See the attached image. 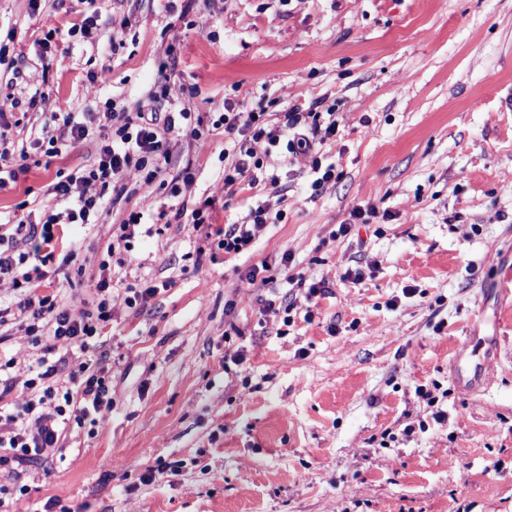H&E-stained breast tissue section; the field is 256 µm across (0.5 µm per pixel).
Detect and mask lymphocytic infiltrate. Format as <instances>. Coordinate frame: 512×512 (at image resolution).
<instances>
[{
	"mask_svg": "<svg viewBox=\"0 0 512 512\" xmlns=\"http://www.w3.org/2000/svg\"><path fill=\"white\" fill-rule=\"evenodd\" d=\"M195 94L192 88H174L163 74L148 90L147 99L152 104L166 102L165 112H129L122 103L107 101L103 117L112 132L101 142L96 162L50 185V193L61 201L63 209L48 215L40 229L30 230V239L49 247L56 226L96 223L104 204V190L122 194L123 176L129 167L143 170L146 182H154L168 160L169 138L175 130L185 126L190 136L200 134L184 105ZM218 122L225 134L240 139L238 151L224 169V188L228 191L243 184L256 185V172L262 169L263 159L273 147L281 145L287 153L305 154L315 148L314 134L327 139L336 134L335 123H322L320 113L294 109L284 113L275 127L262 112H227ZM94 184L99 187L95 193L90 190ZM268 220L267 209L256 207L247 223L225 227L218 247L234 254L248 250ZM29 259V253L20 251L15 234L0 232V280L11 279L16 288L42 281L43 271L28 270ZM113 300L111 280L102 276L95 285V303L90 308L61 305L35 292L20 301L18 309L26 319L25 331L35 344L43 345L46 356L38 361L39 371L22 383L26 389L39 390V397L25 399L9 409L0 407V473L18 476L20 468L58 446L70 423H82L92 414L103 417L111 411V382L89 355L101 323L112 315ZM75 350L85 356L77 371L61 375L46 361L47 355Z\"/></svg>",
	"mask_w": 512,
	"mask_h": 512,
	"instance_id": "obj_1",
	"label": "lymphocytic infiltrate"
}]
</instances>
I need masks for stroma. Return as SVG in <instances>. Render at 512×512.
I'll return each mask as SVG.
<instances>
[{"instance_id":"stroma-1","label":"stroma","mask_w":512,"mask_h":512,"mask_svg":"<svg viewBox=\"0 0 512 512\" xmlns=\"http://www.w3.org/2000/svg\"><path fill=\"white\" fill-rule=\"evenodd\" d=\"M88 17L95 46L69 33ZM0 45V101L18 102L8 137L28 166L0 188L2 223L42 224L59 207L57 173L94 162V134L46 158L42 142L67 137L59 113L94 130L109 99L136 111L163 64L172 85L198 88L190 108L204 115L199 138L171 136L164 182L128 169L124 195L52 249L39 291L58 301H92L103 273L159 291L114 303L94 350L112 411L28 466L17 512L51 499L68 512H512V112L498 107L512 87V0H0ZM228 103L273 125L312 106L333 113L336 134L307 154L273 152L258 185L230 195L214 125ZM331 164L338 179L316 188ZM187 172L192 185L171 196ZM210 196L219 227L258 205L283 218L227 254L175 217ZM133 213L130 262L100 271ZM263 262L273 283L249 285ZM297 277L327 280L316 308ZM24 295L0 282L8 403L27 397L43 355ZM467 343L484 363L474 389L452 373ZM421 385L447 390V422ZM175 461L178 476L141 483Z\"/></svg>"}]
</instances>
